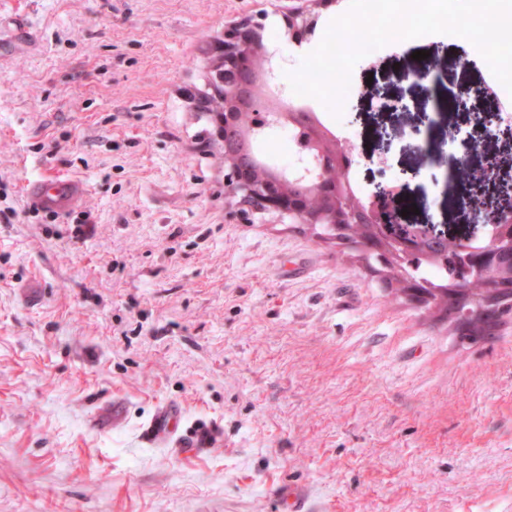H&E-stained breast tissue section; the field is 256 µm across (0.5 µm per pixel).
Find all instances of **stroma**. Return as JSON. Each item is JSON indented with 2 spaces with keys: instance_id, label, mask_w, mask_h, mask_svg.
<instances>
[{
  "instance_id": "stroma-1",
  "label": "stroma",
  "mask_w": 512,
  "mask_h": 512,
  "mask_svg": "<svg viewBox=\"0 0 512 512\" xmlns=\"http://www.w3.org/2000/svg\"><path fill=\"white\" fill-rule=\"evenodd\" d=\"M277 0H0V512H512V321L460 341L393 300L354 251L224 195V162L185 97L209 35L260 18L288 82L349 0L292 40ZM437 61L429 94L406 69ZM473 68H464V60ZM491 71L467 40L392 41L351 73L338 124L360 193L402 180L417 222L466 236L460 130L512 183V142L458 108ZM427 133L411 135L422 112ZM404 129L379 165L378 145ZM83 182L66 215L26 181ZM42 288L30 306L21 290ZM117 428L95 426L112 401ZM217 429L196 456L140 439L157 405Z\"/></svg>"
}]
</instances>
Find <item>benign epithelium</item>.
I'll list each match as a JSON object with an SVG mask.
<instances>
[{"label":"benign epithelium","instance_id":"benign-epithelium-1","mask_svg":"<svg viewBox=\"0 0 512 512\" xmlns=\"http://www.w3.org/2000/svg\"><path fill=\"white\" fill-rule=\"evenodd\" d=\"M281 11L285 27L295 40H301L316 27L315 9L332 0H290ZM261 26L244 19L227 29L218 40L220 60L214 66L217 86L224 107L205 111L210 125V145L224 160L225 194L248 205L253 211L271 213L290 224H317L323 238L334 239L358 253L367 265L384 267L396 260L407 266L401 279L406 299L424 308L430 296L419 290L413 254L428 241L438 248L448 243V234L435 224H411L401 215L398 205L402 185L380 181L356 205L345 195L342 185L355 163L354 146L344 151L336 140L327 137L321 126L305 112H295L288 103H275L264 93L266 78L275 71L276 53L268 51L260 34ZM475 125L489 137L512 138V125L499 114H473ZM296 131L300 155L296 165L275 166L251 157V144L267 130ZM506 204L489 205L481 195L472 194L468 222L471 233L458 240V250L473 252L470 244L477 238L485 243L483 259L497 262L512 256V239L499 234L503 225H512V187L505 191ZM353 224H371L379 230L369 245L358 243L351 235Z\"/></svg>","mask_w":512,"mask_h":512}]
</instances>
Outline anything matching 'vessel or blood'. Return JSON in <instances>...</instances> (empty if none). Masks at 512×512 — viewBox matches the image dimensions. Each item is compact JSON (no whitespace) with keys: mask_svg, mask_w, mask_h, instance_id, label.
<instances>
[{"mask_svg":"<svg viewBox=\"0 0 512 512\" xmlns=\"http://www.w3.org/2000/svg\"><path fill=\"white\" fill-rule=\"evenodd\" d=\"M84 191L83 183L57 175L43 176L26 187L31 203L37 209L52 213L68 211ZM182 419L183 413L178 405L161 404L143 429V441L154 447L172 445L185 454H196L213 448L217 439L216 431L200 429L192 433L181 432Z\"/></svg>","mask_w":512,"mask_h":512,"instance_id":"1","label":"vessel or blood"}]
</instances>
